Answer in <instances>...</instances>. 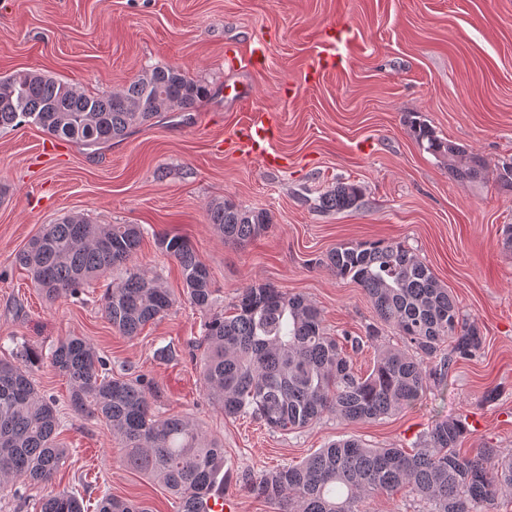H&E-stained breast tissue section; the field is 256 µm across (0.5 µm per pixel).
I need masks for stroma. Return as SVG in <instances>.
<instances>
[{
    "label": "stroma",
    "instance_id": "35a3bbf8",
    "mask_svg": "<svg viewBox=\"0 0 512 512\" xmlns=\"http://www.w3.org/2000/svg\"><path fill=\"white\" fill-rule=\"evenodd\" d=\"M339 25L349 30L342 43L330 37ZM259 41L268 53L256 67L248 52ZM336 50L347 55L346 69L313 78L319 55ZM233 53L240 59L231 68L224 58ZM157 64L185 69L208 85V98L109 145L55 141L30 122L0 131V358L11 359L21 342L46 351L68 336L88 338L115 374L152 382L156 415L193 418L223 442L238 512H279L250 494L241 475L296 464L350 436L410 451L436 421L462 418L464 451L511 455L512 252L501 240L512 224V190L491 177H453L404 117L420 113L488 167L512 157V0H0V76L39 70L103 95ZM233 82L247 99L225 98ZM265 111L278 126V170L228 147L250 114ZM340 181L362 187L363 205L315 209ZM225 198L267 209V232L243 248L225 243L206 217L207 204ZM73 213L142 226L133 264L177 295V305L139 335H121L102 308L121 269L78 295L45 301L16 256L45 225ZM159 232L190 241L210 270L216 310L270 282L315 303L335 337L364 335L376 316L362 288L321 258L349 241L401 243L454 295L483 348L452 363L422 401L377 421L327 414L283 433L248 416L225 418L191 358L206 315L184 297L175 261L155 242ZM164 347L172 358L158 357ZM34 378L56 398L61 439L74 450L56 489L76 491L84 512H95L106 492L178 512L160 485L123 466L104 422L71 411L65 377L44 363Z\"/></svg>",
    "mask_w": 512,
    "mask_h": 512
}]
</instances>
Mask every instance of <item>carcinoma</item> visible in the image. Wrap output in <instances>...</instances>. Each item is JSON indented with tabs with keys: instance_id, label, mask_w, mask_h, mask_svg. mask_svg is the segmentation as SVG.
<instances>
[{
	"instance_id": "1",
	"label": "carcinoma",
	"mask_w": 512,
	"mask_h": 512,
	"mask_svg": "<svg viewBox=\"0 0 512 512\" xmlns=\"http://www.w3.org/2000/svg\"><path fill=\"white\" fill-rule=\"evenodd\" d=\"M209 88L175 66L146 68L121 90L94 96L76 84L37 71L0 77V130L30 119L49 135L92 147L125 137L162 112H189L208 97ZM405 123L419 144L448 159L462 180L490 175L512 188V161L491 173L483 158L440 138L417 112ZM362 191L339 182L320 197L322 211L354 209ZM208 223L224 241L244 245L271 224L264 209L228 199L207 207ZM143 237L137 224H92L70 214L45 225L18 253L44 298L53 302L75 294L108 270L133 261ZM159 249L178 264L191 303L208 313L205 350L200 362L204 390L226 418L250 416L281 432L304 429L325 413L346 421H371L399 413L445 383L449 363L471 359L483 348V336L463 318L460 308L433 271L400 243L345 242L319 261L365 291L378 319L393 326L410 350L381 346L369 373L355 372L347 349L377 343L366 336L326 333L320 309L307 298L272 283L247 286L235 314L213 310L209 268L189 240L156 234ZM176 297L147 272H128L103 296L105 317L119 333L136 336L162 317ZM451 355L432 365L444 343ZM20 362L0 360V493L17 486L42 487L40 512H84L73 492L51 488L70 449L60 442L62 420L57 401L39 390L33 367L43 359L67 377L73 411L102 419L125 448L123 464L162 484L179 502V512H199L194 503L220 483L224 443L206 436L187 416L161 418L151 412L150 381L114 377L106 360L84 337L70 336L42 357L21 346ZM467 434L460 419L435 422L420 448H371L357 438L343 439L304 461L246 480L247 490L276 502L280 512H361L379 493L405 489L429 504L427 512H486L495 497L512 491V456L494 448L469 457L460 453ZM97 512H148L139 503L104 493Z\"/></svg>"
}]
</instances>
